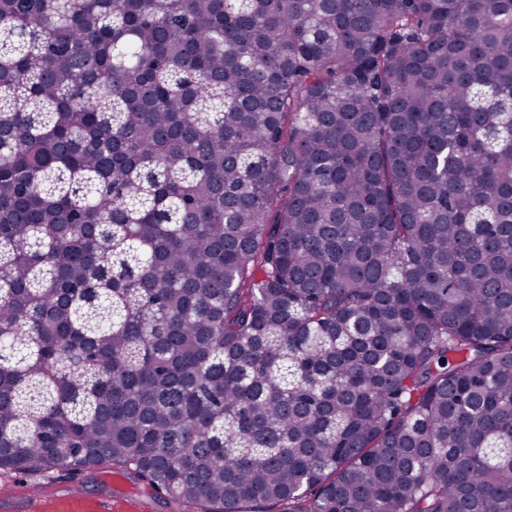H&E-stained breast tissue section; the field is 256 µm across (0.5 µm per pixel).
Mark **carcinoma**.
Instances as JSON below:
<instances>
[{"instance_id": "obj_1", "label": "carcinoma", "mask_w": 512, "mask_h": 512, "mask_svg": "<svg viewBox=\"0 0 512 512\" xmlns=\"http://www.w3.org/2000/svg\"><path fill=\"white\" fill-rule=\"evenodd\" d=\"M195 512H512V0H0V476Z\"/></svg>"}]
</instances>
